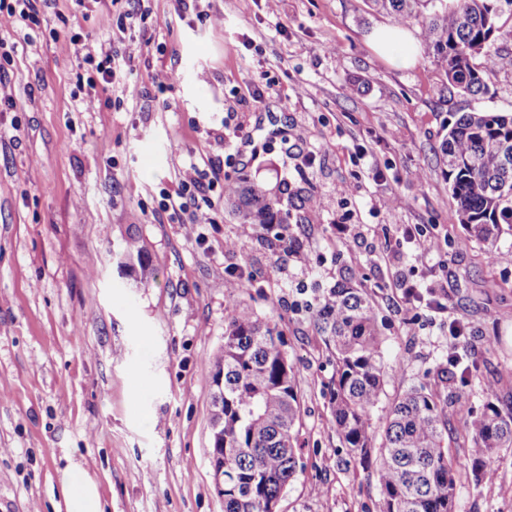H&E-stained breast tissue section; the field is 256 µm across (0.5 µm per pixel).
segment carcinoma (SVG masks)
Listing matches in <instances>:
<instances>
[{"instance_id": "cac0c4a2", "label": "carcinoma", "mask_w": 512, "mask_h": 512, "mask_svg": "<svg viewBox=\"0 0 512 512\" xmlns=\"http://www.w3.org/2000/svg\"><path fill=\"white\" fill-rule=\"evenodd\" d=\"M376 10L417 29L428 54L441 63L444 88L463 96L489 93L484 58L512 72V51L497 42L512 37L500 23L512 0H372ZM440 152L466 241L481 244L487 261L512 231V115L472 110L448 128ZM238 223L263 224L267 246H286L279 227L288 215L261 183L234 179L225 198ZM125 266L149 270L144 246L132 237L122 249ZM315 326L335 357L329 386L330 425L347 462L376 456L379 512H455L457 471L448 449V401L424 386L405 391L385 412L387 375L383 336L367 294L342 280L320 300ZM211 464L224 467V512H274L299 467L301 402L296 372L277 323L240 306L227 316L224 345L211 362ZM479 412L460 408L469 434L471 469L491 479L495 457L512 449V415L485 388Z\"/></svg>"}]
</instances>
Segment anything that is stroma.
<instances>
[{"mask_svg":"<svg viewBox=\"0 0 512 512\" xmlns=\"http://www.w3.org/2000/svg\"><path fill=\"white\" fill-rule=\"evenodd\" d=\"M37 7L40 26L0 15V40L17 47L0 73V512H56L73 463L97 482L104 512H224L210 463V359L234 302L277 322L297 371L301 459L281 512H378L372 467L339 461L335 366L314 327L320 296L354 269L395 371L383 405L414 386L441 391L456 512H512V452L492 480H475L455 420L459 406L482 408L488 383L512 411V233L494 263L466 241L439 153L462 112L512 113V72L487 69L485 96L441 92L426 50L405 68L373 51L370 33L394 19L368 0H280L274 14L264 0ZM74 36L122 55L111 83L80 89L88 66ZM167 72L175 78L158 90ZM270 118L305 128L307 149L326 145L314 167L265 147ZM240 122L261 145L243 151L240 173L276 195L296 252L268 248L265 228L238 224L221 201L215 224L159 209L163 193L234 152ZM349 182L359 185L351 197L340 192ZM389 195L403 207L379 208ZM407 224L432 227L447 252L411 269L396 253ZM132 235L150 260L140 284L114 257ZM228 238L241 253L225 252ZM277 264L285 276L268 278ZM234 270L258 285L232 299ZM408 273L443 282L444 313L402 303ZM461 350L477 364L465 386L443 377Z\"/></svg>","mask_w":512,"mask_h":512,"instance_id":"stroma-1","label":"stroma"}]
</instances>
